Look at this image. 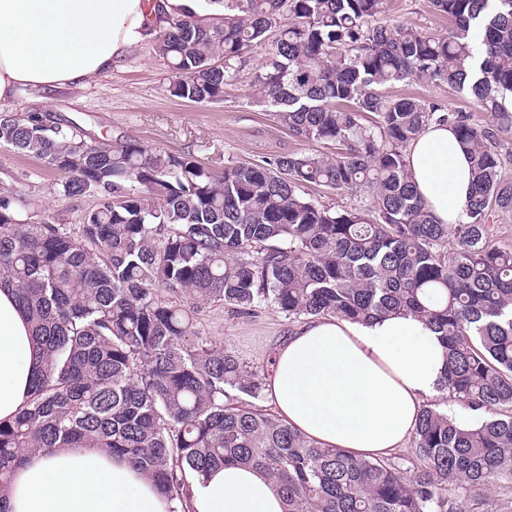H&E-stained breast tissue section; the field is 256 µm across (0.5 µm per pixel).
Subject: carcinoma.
<instances>
[{
	"label": "carcinoma",
	"mask_w": 512,
	"mask_h": 512,
	"mask_svg": "<svg viewBox=\"0 0 512 512\" xmlns=\"http://www.w3.org/2000/svg\"><path fill=\"white\" fill-rule=\"evenodd\" d=\"M390 2L224 0L208 22L158 18L167 92L187 102L223 100L246 55L271 46L251 96L303 152L216 171L132 137L89 142L67 119L0 113V146L55 170L57 194L99 196L74 230L0 195V287L15 288L42 350L29 397L0 421V486L27 453L104 448L170 512H189L192 483L229 464L263 470L285 512H467L489 488L512 493V248L489 223L512 212L498 150L512 131V0H431L453 22L445 35L387 23ZM404 82L466 92L491 121L382 92ZM432 122L468 153L455 224L435 223L404 161ZM312 186L369 202L335 209ZM160 286L191 304L160 300ZM199 301L292 323L412 315L443 344L442 390L473 420L423 406L399 460L317 445L257 404L265 372L202 335Z\"/></svg>",
	"instance_id": "cac0c4a2"
}]
</instances>
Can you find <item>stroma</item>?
<instances>
[{
  "instance_id": "stroma-1",
  "label": "stroma",
  "mask_w": 512,
  "mask_h": 512,
  "mask_svg": "<svg viewBox=\"0 0 512 512\" xmlns=\"http://www.w3.org/2000/svg\"><path fill=\"white\" fill-rule=\"evenodd\" d=\"M388 20L432 34L446 33L449 27L447 18L435 13L430 0H392ZM263 58V52L252 53L238 78L225 86L222 101L184 102L167 94L171 71L155 54L154 40L148 37L125 55L108 76L92 79L78 88L57 91L44 106L33 101L29 90L21 88L13 99L0 101V111L23 115L41 109L57 118L73 119L86 140L132 136L156 148L191 154L219 171L230 160L251 161L305 148L304 143L275 122L266 107L249 97V77ZM388 93L435 101L444 111L470 114L472 122L478 125L488 120L486 113L467 96L445 86L423 88L399 83L389 87ZM56 179V174L41 161L0 148V191L23 200L25 217L37 221L52 215L71 228H78L84 212L95 206L98 199L59 196L55 191ZM197 328L217 345L235 352L242 361L266 369L276 345L294 325L272 308L253 316H237L221 304L208 303L201 308Z\"/></svg>"
}]
</instances>
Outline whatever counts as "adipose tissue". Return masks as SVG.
Listing matches in <instances>:
<instances>
[{"instance_id": "ef3b65f1", "label": "adipose tissue", "mask_w": 512, "mask_h": 512, "mask_svg": "<svg viewBox=\"0 0 512 512\" xmlns=\"http://www.w3.org/2000/svg\"><path fill=\"white\" fill-rule=\"evenodd\" d=\"M147 33L142 0H0V100L20 87L51 93L107 75ZM404 155L436 222L456 223L471 174L454 132L431 124ZM37 362L27 317L12 289L0 288V420L24 403ZM445 364L437 337L413 316H327L298 325L278 348L264 398L311 441L387 457L439 395ZM0 502L8 512H168L150 480L98 448L27 455ZM190 512H283V499L263 473L227 466L194 487Z\"/></svg>"}]
</instances>
